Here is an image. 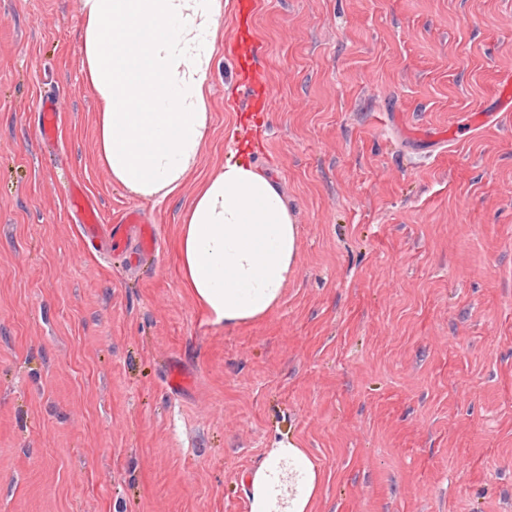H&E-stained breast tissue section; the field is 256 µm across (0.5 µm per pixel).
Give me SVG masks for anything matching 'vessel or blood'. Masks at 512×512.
<instances>
[{
	"instance_id": "vessel-or-blood-1",
	"label": "vessel or blood",
	"mask_w": 512,
	"mask_h": 512,
	"mask_svg": "<svg viewBox=\"0 0 512 512\" xmlns=\"http://www.w3.org/2000/svg\"><path fill=\"white\" fill-rule=\"evenodd\" d=\"M58 111L54 102H45L39 114V127L43 141L56 136ZM68 208L80 217L86 241L95 243L104 254H111L112 245L118 241H132L133 246L125 253L128 264H137L143 257L156 251V237L152 225L142 221L136 211H128L117 223H100L95 206L81 189L67 190Z\"/></svg>"
}]
</instances>
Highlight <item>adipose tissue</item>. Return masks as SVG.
Segmentation results:
<instances>
[{
    "label": "adipose tissue",
    "instance_id": "obj_1",
    "mask_svg": "<svg viewBox=\"0 0 512 512\" xmlns=\"http://www.w3.org/2000/svg\"><path fill=\"white\" fill-rule=\"evenodd\" d=\"M223 15L224 0H83L84 72L101 103L97 158L139 197L176 193L198 162ZM298 249L287 202L245 150L200 184L176 241L185 288L224 326L280 303ZM320 481L296 441L277 442L247 476L249 512H311Z\"/></svg>",
    "mask_w": 512,
    "mask_h": 512
}]
</instances>
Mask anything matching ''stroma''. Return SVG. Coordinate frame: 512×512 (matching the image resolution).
Returning <instances> with one entry per match:
<instances>
[{
    "instance_id": "obj_1",
    "label": "stroma",
    "mask_w": 512,
    "mask_h": 512,
    "mask_svg": "<svg viewBox=\"0 0 512 512\" xmlns=\"http://www.w3.org/2000/svg\"><path fill=\"white\" fill-rule=\"evenodd\" d=\"M255 2L224 7L195 171L143 199L97 160L82 0H0V512H248L288 439L312 512H512V112L473 120L512 0ZM246 144L300 245L276 307L216 326L175 242ZM69 183L157 256L89 248ZM58 125V111L53 101L47 100L39 113V127L42 140L47 143L56 136Z\"/></svg>"
}]
</instances>
